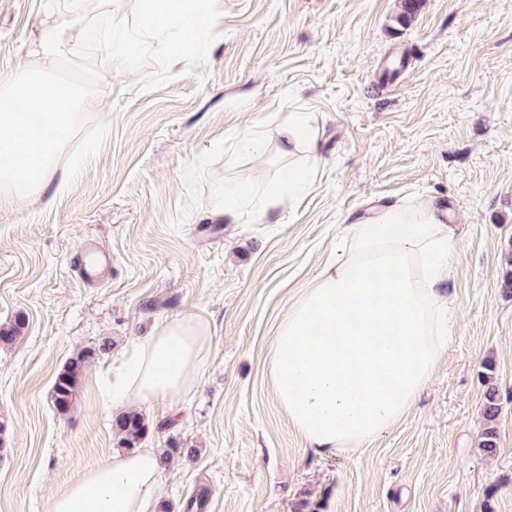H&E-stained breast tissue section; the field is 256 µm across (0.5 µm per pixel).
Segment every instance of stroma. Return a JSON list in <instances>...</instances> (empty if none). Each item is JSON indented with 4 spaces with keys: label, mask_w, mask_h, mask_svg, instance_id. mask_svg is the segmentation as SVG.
I'll return each instance as SVG.
<instances>
[{
    "label": "stroma",
    "mask_w": 512,
    "mask_h": 512,
    "mask_svg": "<svg viewBox=\"0 0 512 512\" xmlns=\"http://www.w3.org/2000/svg\"><path fill=\"white\" fill-rule=\"evenodd\" d=\"M209 28L172 64L148 41L132 71L83 38L62 73L111 69L82 136L99 144L88 178L36 202L0 206V512L48 499L112 454L106 376L166 320L203 321L211 348L181 395L142 407L145 447L194 446L163 472L173 512H512V0H208ZM42 0H0V77L25 58ZM314 147L258 164L289 114ZM110 134L99 138L98 124ZM311 186L272 201L289 168ZM247 181L238 216H214L213 188ZM446 204L458 245L448 346L410 412L352 455H319L292 428L267 374L289 303L335 254L368 201ZM112 276L83 285L85 241ZM111 339L58 413L64 364ZM503 390L499 452L485 459L483 361Z\"/></svg>",
    "instance_id": "35a3bbf8"
}]
</instances>
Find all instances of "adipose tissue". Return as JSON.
<instances>
[{"label": "adipose tissue", "mask_w": 512, "mask_h": 512, "mask_svg": "<svg viewBox=\"0 0 512 512\" xmlns=\"http://www.w3.org/2000/svg\"><path fill=\"white\" fill-rule=\"evenodd\" d=\"M109 16V58L131 63L129 35L168 38L171 62L207 27L206 0H127ZM87 0H68L57 18L45 0L27 59L0 78V201L42 198L67 135L81 123L82 85L53 78L86 30ZM457 250L446 210L378 203L346 224L338 255L324 265L281 319L267 371L291 425L320 455L353 453L401 421L448 344L449 276ZM209 333L192 316L164 322L136 342L110 401L128 411L183 392L199 371ZM162 473L152 451L105 458L63 491L47 512H151Z\"/></svg>", "instance_id": "adipose-tissue-1"}]
</instances>
